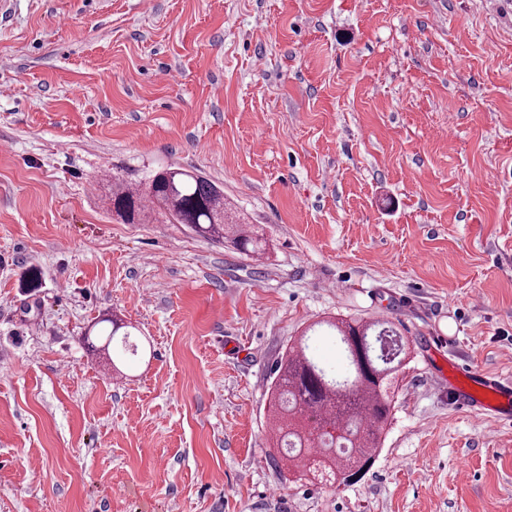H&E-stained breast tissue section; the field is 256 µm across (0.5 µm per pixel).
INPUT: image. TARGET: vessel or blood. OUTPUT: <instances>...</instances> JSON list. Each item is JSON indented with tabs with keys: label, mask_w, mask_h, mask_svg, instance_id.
<instances>
[{
	"label": "vessel or blood",
	"mask_w": 512,
	"mask_h": 512,
	"mask_svg": "<svg viewBox=\"0 0 512 512\" xmlns=\"http://www.w3.org/2000/svg\"><path fill=\"white\" fill-rule=\"evenodd\" d=\"M448 368L441 379L457 408L504 424L512 422V379L453 361Z\"/></svg>",
	"instance_id": "b4317fda"
}]
</instances>
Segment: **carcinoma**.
Listing matches in <instances>:
<instances>
[{
	"instance_id": "1",
	"label": "carcinoma",
	"mask_w": 512,
	"mask_h": 512,
	"mask_svg": "<svg viewBox=\"0 0 512 512\" xmlns=\"http://www.w3.org/2000/svg\"><path fill=\"white\" fill-rule=\"evenodd\" d=\"M108 203L128 224H147L164 213L243 252L266 246L243 228L224 190L191 170L157 171L143 189L114 175ZM323 327L343 345L347 375L342 380L310 353L309 340ZM405 355V343L389 320L336 318L311 325L276 363L268 390L276 409V443L287 448L286 460L321 481L354 484L381 445L391 410L389 389Z\"/></svg>"
}]
</instances>
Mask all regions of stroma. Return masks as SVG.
<instances>
[{
    "mask_svg": "<svg viewBox=\"0 0 512 512\" xmlns=\"http://www.w3.org/2000/svg\"><path fill=\"white\" fill-rule=\"evenodd\" d=\"M173 164L265 254L113 216V176ZM337 314L410 348L339 488L275 464L267 398ZM112 315L147 339L117 368L83 340ZM429 336L512 378V0H8L0 512H512V424L449 401Z\"/></svg>",
    "mask_w": 512,
    "mask_h": 512,
    "instance_id": "1",
    "label": "stroma"
}]
</instances>
